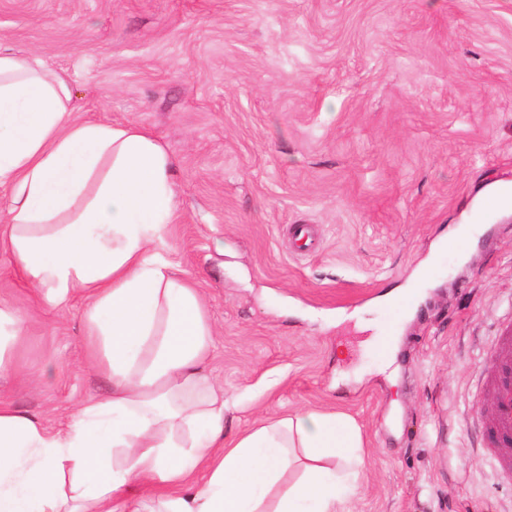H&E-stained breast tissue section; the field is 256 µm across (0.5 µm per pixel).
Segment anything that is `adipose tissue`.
Instances as JSON below:
<instances>
[{
  "label": "adipose tissue",
  "mask_w": 512,
  "mask_h": 512,
  "mask_svg": "<svg viewBox=\"0 0 512 512\" xmlns=\"http://www.w3.org/2000/svg\"><path fill=\"white\" fill-rule=\"evenodd\" d=\"M1 185L0 250L48 302L87 300L86 360L112 394L54 430L0 401V512H348L364 457L344 415L226 435L202 299L163 255L172 160L151 134L76 121L65 79L0 47ZM27 339L25 315L0 306V377Z\"/></svg>",
  "instance_id": "adipose-tissue-1"
}]
</instances>
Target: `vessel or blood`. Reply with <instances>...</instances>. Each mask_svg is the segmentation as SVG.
<instances>
[{
	"label": "vessel or blood",
	"instance_id": "1",
	"mask_svg": "<svg viewBox=\"0 0 512 512\" xmlns=\"http://www.w3.org/2000/svg\"><path fill=\"white\" fill-rule=\"evenodd\" d=\"M494 379L490 390L491 425L485 445L501 468L512 469V330L494 342Z\"/></svg>",
	"mask_w": 512,
	"mask_h": 512
}]
</instances>
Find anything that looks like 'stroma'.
<instances>
[{"label": "stroma", "instance_id": "obj_1", "mask_svg": "<svg viewBox=\"0 0 512 512\" xmlns=\"http://www.w3.org/2000/svg\"><path fill=\"white\" fill-rule=\"evenodd\" d=\"M0 46L173 158L166 256L204 301L226 433L336 411L364 442L351 512H512L477 436L512 321V211L477 203L512 180V0H0ZM406 286L385 358L380 300ZM0 302L30 319L1 400L57 428L110 394L86 300L35 301L0 250Z\"/></svg>", "mask_w": 512, "mask_h": 512}]
</instances>
